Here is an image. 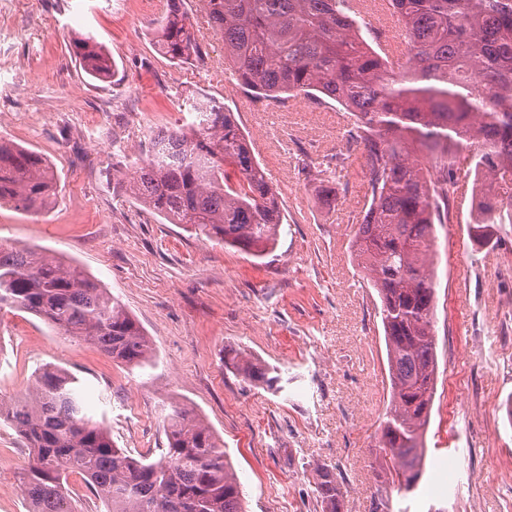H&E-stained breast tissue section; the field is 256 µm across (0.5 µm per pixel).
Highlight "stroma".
<instances>
[{"label":"stroma","mask_w":512,"mask_h":512,"mask_svg":"<svg viewBox=\"0 0 512 512\" xmlns=\"http://www.w3.org/2000/svg\"><path fill=\"white\" fill-rule=\"evenodd\" d=\"M167 0H0V138L35 150L57 176L41 212L0 206V246L82 268L139 322L145 367L113 362L43 320L0 311V391L20 399L52 363L76 375L114 443L158 459L173 405L193 408L224 443L246 512H322L314 469H334L343 512H372L374 445L388 404L380 301L358 266L352 217L367 174L344 135L350 113L299 98L273 112L231 83L224 41L203 0H184L203 62L157 47ZM92 34L112 79L89 77L71 51ZM234 112L285 215L257 258L145 213L125 187L149 131L182 120L186 94ZM108 142L100 151L98 142ZM337 162L335 203L300 161ZM470 196L437 225L432 255L438 374L426 453L408 512H512V224L481 246L466 231ZM241 355L275 367L280 388L224 366ZM28 450L0 420V512H26L18 475Z\"/></svg>","instance_id":"stroma-1"}]
</instances>
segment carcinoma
<instances>
[{
	"label": "carcinoma",
	"mask_w": 512,
	"mask_h": 512,
	"mask_svg": "<svg viewBox=\"0 0 512 512\" xmlns=\"http://www.w3.org/2000/svg\"><path fill=\"white\" fill-rule=\"evenodd\" d=\"M204 2L234 75L256 99L277 107L290 97L331 100L354 117L348 140L361 150L369 181L352 248L381 302L389 377L378 464L405 497L421 477L436 387L434 226L450 222V203L471 173L505 184L512 174V0H387L403 43L396 67L369 43L350 0ZM157 45L174 63L202 58L183 0H168ZM74 55L94 78L113 73L89 34L74 42ZM182 106L191 121L148 135L149 150L163 143L167 154L138 168L135 199L198 238L263 255L275 247L283 216L234 113L191 96ZM317 177L326 200L336 199L334 172ZM55 190L47 159L0 139V205L42 211ZM478 210L469 237L479 245L490 243L491 225L512 224V211L488 191ZM3 307L39 317L116 362L142 367L152 359L150 339L121 302L49 254L0 246ZM230 365L269 388L277 379L237 355ZM1 418L27 442L19 482L29 512H78L71 474L104 512H245L223 443L187 406L170 414L168 447L157 460L117 447L88 416L79 379L57 366L38 368L25 399L0 404ZM315 492L324 512H342L336 473L316 468Z\"/></svg>",
	"instance_id": "carcinoma-1"
}]
</instances>
